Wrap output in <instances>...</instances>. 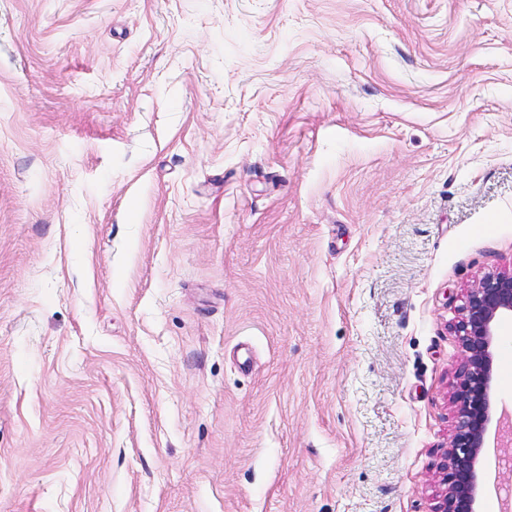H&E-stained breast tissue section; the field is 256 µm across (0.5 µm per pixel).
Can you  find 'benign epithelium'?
<instances>
[{
	"label": "benign epithelium",
	"instance_id": "7a95c632",
	"mask_svg": "<svg viewBox=\"0 0 512 512\" xmlns=\"http://www.w3.org/2000/svg\"><path fill=\"white\" fill-rule=\"evenodd\" d=\"M506 320L512 321V268L481 276L453 325L464 363L452 384L455 434L444 464L446 491L434 512H477L480 455L496 414V341Z\"/></svg>",
	"mask_w": 512,
	"mask_h": 512
}]
</instances>
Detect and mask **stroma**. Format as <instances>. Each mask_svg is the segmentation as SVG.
Returning <instances> with one entry per match:
<instances>
[{"instance_id": "1", "label": "stroma", "mask_w": 512, "mask_h": 512, "mask_svg": "<svg viewBox=\"0 0 512 512\" xmlns=\"http://www.w3.org/2000/svg\"><path fill=\"white\" fill-rule=\"evenodd\" d=\"M510 268L512 0H0V512H434Z\"/></svg>"}]
</instances>
